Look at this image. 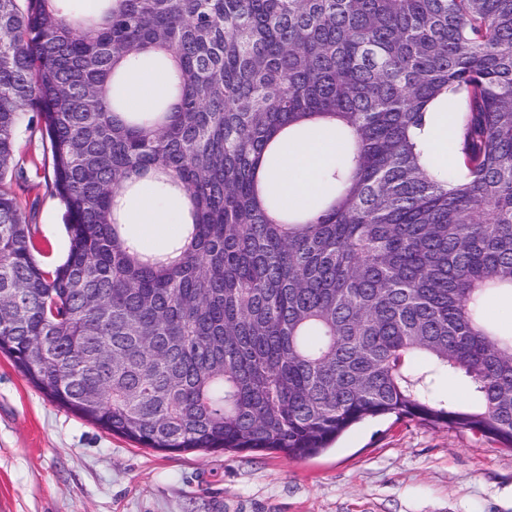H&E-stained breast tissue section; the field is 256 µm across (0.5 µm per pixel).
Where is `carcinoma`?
I'll list each match as a JSON object with an SVG mask.
<instances>
[{
  "label": "carcinoma",
  "instance_id": "obj_1",
  "mask_svg": "<svg viewBox=\"0 0 512 512\" xmlns=\"http://www.w3.org/2000/svg\"><path fill=\"white\" fill-rule=\"evenodd\" d=\"M69 2L0 0V353L146 448L302 459L386 415L512 448V334L483 314L512 293V0ZM143 65L171 89L128 112ZM30 112L68 236L51 269L5 187ZM314 121L343 148L285 212L263 173ZM445 124L450 167L410 135ZM148 174L191 204L165 255L113 213ZM444 371L470 402L434 396Z\"/></svg>",
  "mask_w": 512,
  "mask_h": 512
}]
</instances>
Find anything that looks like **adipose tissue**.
Listing matches in <instances>:
<instances>
[{"instance_id":"1","label":"adipose tissue","mask_w":512,"mask_h":512,"mask_svg":"<svg viewBox=\"0 0 512 512\" xmlns=\"http://www.w3.org/2000/svg\"><path fill=\"white\" fill-rule=\"evenodd\" d=\"M169 75L151 66L136 70L127 81L126 103L130 110H150L168 89ZM341 150L326 126L314 125L303 139L284 144L277 163L266 173L265 187L278 195L288 209L308 208L321 193V173ZM116 219L127 225L148 251L163 253L182 238L189 203L180 194H163L159 183L135 178L117 192Z\"/></svg>"}]
</instances>
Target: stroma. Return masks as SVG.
<instances>
[{
	"label": "stroma",
	"mask_w": 512,
	"mask_h": 512,
	"mask_svg": "<svg viewBox=\"0 0 512 512\" xmlns=\"http://www.w3.org/2000/svg\"><path fill=\"white\" fill-rule=\"evenodd\" d=\"M14 171L51 169L28 113ZM18 201L47 268L68 239L52 187ZM0 512H512V450L468 431L389 415L321 454L143 448L51 400L0 354Z\"/></svg>",
	"instance_id": "1"
}]
</instances>
